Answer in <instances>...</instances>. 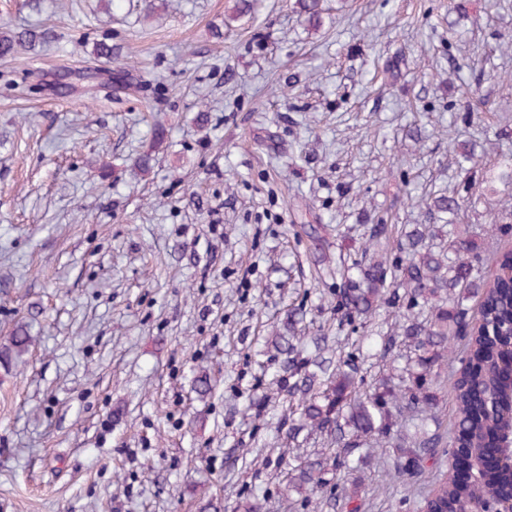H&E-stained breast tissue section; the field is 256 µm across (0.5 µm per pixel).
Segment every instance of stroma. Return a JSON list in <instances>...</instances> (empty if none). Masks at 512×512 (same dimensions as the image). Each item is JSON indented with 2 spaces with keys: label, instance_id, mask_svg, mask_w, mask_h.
<instances>
[{
  "label": "stroma",
  "instance_id": "obj_1",
  "mask_svg": "<svg viewBox=\"0 0 512 512\" xmlns=\"http://www.w3.org/2000/svg\"><path fill=\"white\" fill-rule=\"evenodd\" d=\"M252 4L0 0V32L46 35L0 59V512H313L266 466L322 447L280 424L271 336L335 320L329 262L443 192L484 267L512 249V187L457 164L512 161V0H324L316 29L294 0ZM359 452L324 479L361 512H420L442 474Z\"/></svg>",
  "mask_w": 512,
  "mask_h": 512
}]
</instances>
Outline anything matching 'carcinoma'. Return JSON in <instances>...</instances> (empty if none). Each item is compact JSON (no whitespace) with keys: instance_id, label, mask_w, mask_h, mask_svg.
<instances>
[{"instance_id":"1","label":"carcinoma","mask_w":512,"mask_h":512,"mask_svg":"<svg viewBox=\"0 0 512 512\" xmlns=\"http://www.w3.org/2000/svg\"><path fill=\"white\" fill-rule=\"evenodd\" d=\"M296 12L308 26L322 24L321 0H295ZM42 36L37 31L0 34V57L34 45ZM428 214L448 215L453 226L449 246L434 244L435 233L406 234L396 240L381 260L370 256V248L394 238L396 225L379 219L364 225L365 244L359 261L349 266L336 264L340 301L337 310L349 325L363 329L362 340L374 343L380 361H394L401 349L413 352L406 363L416 362L420 371L405 367L389 378L365 382L358 356L324 352L341 344L325 326H318L310 342L300 344L294 336L302 318L291 316L286 332L275 336L274 347L281 355L286 377L283 392L288 409L299 423L288 425V440L305 428L326 439L325 451L304 462L292 476L293 486H323L328 466H348V456L359 437L388 443L396 441L399 473L422 476L428 463L436 464L447 449L438 430L403 437L399 421L421 416L438 402V374L448 342L460 335L468 338V355L459 360L460 377L452 384L455 401L454 435L466 453L457 465L471 470L462 482L454 473L444 476L424 501L423 507L437 512H500V500L492 495L502 476L512 471V453H504L502 464L486 468L482 463L484 438L493 432L512 430V394L501 387L499 375L512 369V257L504 254L486 271L480 265L470 240V227L457 225L461 211L458 194L440 195L427 207ZM479 299L477 311L468 301ZM392 311L401 318V332L381 334L373 319ZM361 504L343 496L338 486L323 492L315 504L319 512H359Z\"/></svg>"}]
</instances>
